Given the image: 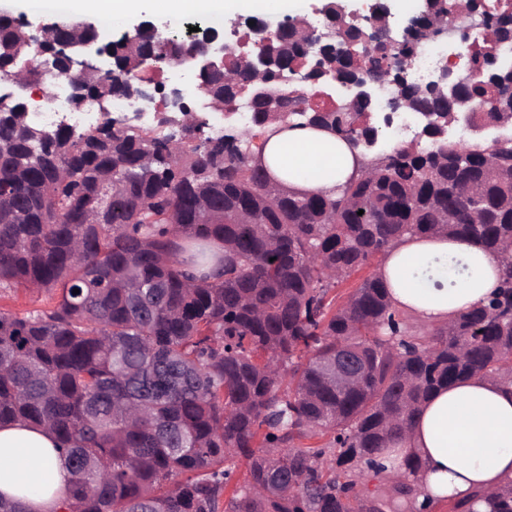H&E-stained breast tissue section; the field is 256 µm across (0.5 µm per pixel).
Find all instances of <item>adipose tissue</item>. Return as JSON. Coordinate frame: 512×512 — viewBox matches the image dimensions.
<instances>
[{
    "mask_svg": "<svg viewBox=\"0 0 512 512\" xmlns=\"http://www.w3.org/2000/svg\"><path fill=\"white\" fill-rule=\"evenodd\" d=\"M146 3L173 19L275 16L297 8L295 0H67V9L118 23ZM263 161L285 185L309 194L329 193L352 174L355 153L334 133L284 129L267 141ZM500 262L476 240L415 235L387 251L380 272L398 308L438 327L492 297ZM393 446L378 463L390 473L406 454H416L423 464L414 478L420 505L489 493L511 483L512 385L475 377L439 391ZM71 479L50 431L23 423L0 428L1 497L17 502L23 512H60Z\"/></svg>",
    "mask_w": 512,
    "mask_h": 512,
    "instance_id": "obj_1",
    "label": "adipose tissue"
}]
</instances>
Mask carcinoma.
<instances>
[{"label":"carcinoma","instance_id":"cac0c4a2","mask_svg":"<svg viewBox=\"0 0 512 512\" xmlns=\"http://www.w3.org/2000/svg\"><path fill=\"white\" fill-rule=\"evenodd\" d=\"M468 5L428 0L415 38ZM341 6L325 0L323 18L357 56L325 51L307 78L389 81L402 109L438 124L381 149L368 103L312 105L307 90L281 86L315 43L297 16L272 44L230 53L225 76L199 74L196 96L229 111L249 94L251 123L233 142L212 136L203 113L168 105L153 125L109 118L76 132L0 104V294L50 301L21 316L0 309V427L55 435L72 471L68 512H416L418 459L382 477L377 458L439 390L472 377L512 383V140L449 139L442 86L392 71L389 43L364 47ZM494 16L492 43L511 42L512 12ZM194 25L159 64L202 42L210 27ZM90 36L81 18L56 33ZM110 50L117 73L144 83L148 41L118 33ZM258 54L270 63L260 81L246 65ZM38 60L39 45L0 18V81L24 66L39 82ZM72 82L105 104L127 88ZM459 92L484 106L474 127L512 125L495 111L512 97V69L490 52L473 58ZM276 124L329 127L359 151L361 172L334 193L285 189L252 144ZM423 234L498 254L497 296L439 328L397 309L382 259ZM339 354L355 375L343 387L322 369ZM364 466L381 478L372 491L360 489ZM448 512H512V483Z\"/></svg>","mask_w":512,"mask_h":512}]
</instances>
